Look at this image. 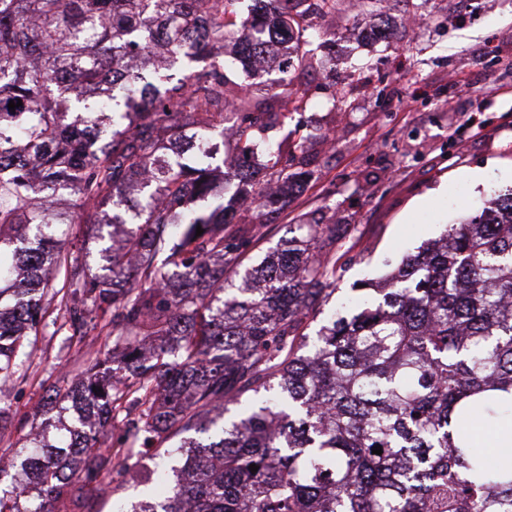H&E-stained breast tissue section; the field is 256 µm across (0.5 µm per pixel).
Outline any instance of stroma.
<instances>
[{"label":"stroma","instance_id":"1","mask_svg":"<svg viewBox=\"0 0 512 512\" xmlns=\"http://www.w3.org/2000/svg\"><path fill=\"white\" fill-rule=\"evenodd\" d=\"M365 0H341L318 26L327 69L295 73L310 104L268 128L273 142L301 125L309 175L280 214L267 217V245L292 224L336 227V291L322 304L332 311L354 286L385 274L423 243L438 238L465 207L512 186V0H378L376 17L391 29L379 41ZM419 17L408 25V16ZM347 102L332 106L335 93ZM63 253L88 273L101 274L98 253L111 228L62 227ZM115 336L79 338L49 309L15 385L0 389V452L12 463L0 473V493L25 488L35 499L26 449L32 415L52 390L67 391L95 362L111 361Z\"/></svg>","mask_w":512,"mask_h":512}]
</instances>
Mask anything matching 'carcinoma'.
I'll list each match as a JSON object with an SVG mask.
<instances>
[{"label":"carcinoma","instance_id":"1","mask_svg":"<svg viewBox=\"0 0 512 512\" xmlns=\"http://www.w3.org/2000/svg\"><path fill=\"white\" fill-rule=\"evenodd\" d=\"M255 2L243 20L241 0H0V284L16 298L0 308V387L60 276L65 322L85 336L96 313L123 348L108 383L78 381V424L34 439L37 504L0 495V512H68L103 472L128 470L136 445L160 459L165 497L115 512H512V460L489 463L475 432L488 416L512 421V187L310 335L336 281V225L298 224L262 248L256 226L224 218L207 145L229 106L246 154L308 105L291 72L327 67L316 20L338 0ZM203 31L238 39L245 69L285 50L280 77L230 81ZM186 110L193 166L166 159L155 136ZM290 149H264V177L284 194ZM224 180L256 172L232 166ZM134 184L142 203L127 214ZM65 190L123 226L122 251L104 248L112 280L61 253ZM116 411L124 452L100 439Z\"/></svg>","mask_w":512,"mask_h":512}]
</instances>
